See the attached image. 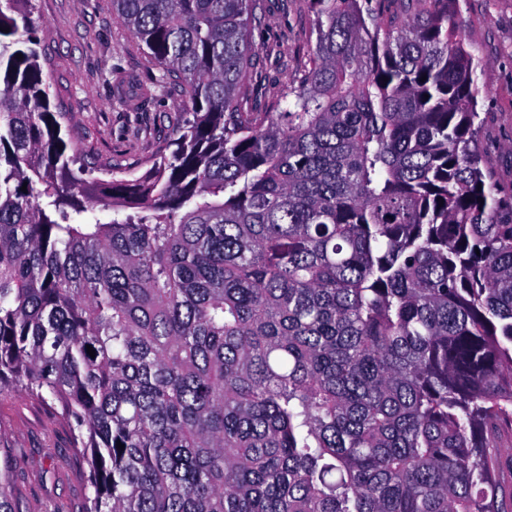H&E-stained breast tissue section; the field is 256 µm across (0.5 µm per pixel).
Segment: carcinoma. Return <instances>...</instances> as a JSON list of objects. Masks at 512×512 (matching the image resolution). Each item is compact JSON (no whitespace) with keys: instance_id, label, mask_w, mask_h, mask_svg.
<instances>
[{"instance_id":"carcinoma-1","label":"carcinoma","mask_w":512,"mask_h":512,"mask_svg":"<svg viewBox=\"0 0 512 512\" xmlns=\"http://www.w3.org/2000/svg\"><path fill=\"white\" fill-rule=\"evenodd\" d=\"M30 3L0 0V396L70 424L80 512H509L512 194L458 0H303L280 112L247 106L264 0H112L193 119L108 181ZM498 456L501 458V477L506 486L512 488V433L504 431L498 443Z\"/></svg>"}]
</instances>
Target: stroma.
<instances>
[{"mask_svg": "<svg viewBox=\"0 0 512 512\" xmlns=\"http://www.w3.org/2000/svg\"><path fill=\"white\" fill-rule=\"evenodd\" d=\"M32 7L51 102L66 115L62 138L96 177L110 179L116 163L127 177L141 176L185 115L178 92L155 88L156 68L113 15L112 0H32ZM458 22L482 61L479 148L501 190L512 193V0H460ZM250 37L259 61L255 97L260 107L279 111L286 106L285 86L308 60L310 17L273 0ZM0 442L17 461V512H79L88 492L87 465L53 409L1 397Z\"/></svg>", "mask_w": 512, "mask_h": 512, "instance_id": "stroma-1", "label": "stroma"}]
</instances>
